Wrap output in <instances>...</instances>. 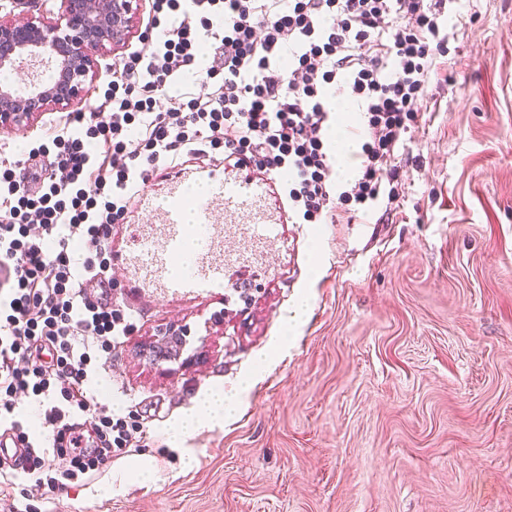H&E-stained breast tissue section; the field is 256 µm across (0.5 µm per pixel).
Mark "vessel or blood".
Wrapping results in <instances>:
<instances>
[{
  "label": "vessel or blood",
  "instance_id": "b4317fda",
  "mask_svg": "<svg viewBox=\"0 0 512 512\" xmlns=\"http://www.w3.org/2000/svg\"><path fill=\"white\" fill-rule=\"evenodd\" d=\"M190 179L206 188L194 214L196 224L204 228V235L198 241L189 272L174 277L169 270L187 233L180 199L182 187ZM273 191L274 184L268 176H255L252 169L245 167L239 168L233 179L217 164L191 177L172 173L164 194L142 196L144 217L126 229L124 260L134 267L140 283L173 295L224 288L230 271L224 261L225 225H238L241 234L252 239L256 236V225L282 223V214L269 205Z\"/></svg>",
  "mask_w": 512,
  "mask_h": 512
}]
</instances>
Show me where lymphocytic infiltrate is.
<instances>
[{
  "mask_svg": "<svg viewBox=\"0 0 512 512\" xmlns=\"http://www.w3.org/2000/svg\"><path fill=\"white\" fill-rule=\"evenodd\" d=\"M455 0H150L140 46L112 65L91 111L56 121L21 161L0 158V428L25 450L0 467L42 496L85 485L141 429L92 378L133 327L90 301L112 284L110 239L157 172L214 150L270 175L295 224H336L399 196L396 152L449 53ZM357 106L355 177L331 178L334 91ZM31 398V432L18 396ZM91 418L85 431L83 418Z\"/></svg>",
  "mask_w": 512,
  "mask_h": 512,
  "instance_id": "lymphocytic-infiltrate-1",
  "label": "lymphocytic infiltrate"
}]
</instances>
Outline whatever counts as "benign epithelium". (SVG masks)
Wrapping results in <instances>:
<instances>
[{
  "instance_id": "obj_1",
  "label": "benign epithelium",
  "mask_w": 512,
  "mask_h": 512,
  "mask_svg": "<svg viewBox=\"0 0 512 512\" xmlns=\"http://www.w3.org/2000/svg\"><path fill=\"white\" fill-rule=\"evenodd\" d=\"M62 12L52 20L42 13L0 17V71L13 73L21 60L53 55L54 75L25 90L0 83V131L24 128L47 112H62L89 92L96 54L119 49L135 26V0H61ZM186 329L175 322L160 328L149 341L154 363L181 358Z\"/></svg>"
}]
</instances>
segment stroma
<instances>
[{
	"label": "stroma",
	"instance_id": "stroma-1",
	"mask_svg": "<svg viewBox=\"0 0 512 512\" xmlns=\"http://www.w3.org/2000/svg\"><path fill=\"white\" fill-rule=\"evenodd\" d=\"M457 10L389 212L278 225L219 293L173 298L114 267L134 327L93 387L147 436L86 485L17 482L0 512H512V0ZM172 322L198 361L153 367L139 347ZM249 375L235 417L175 436ZM143 459L153 480L129 484Z\"/></svg>",
	"mask_w": 512,
	"mask_h": 512
}]
</instances>
